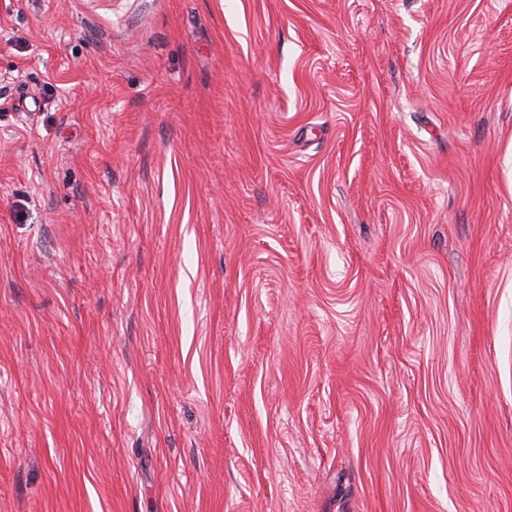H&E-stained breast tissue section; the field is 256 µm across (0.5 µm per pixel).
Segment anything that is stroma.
Instances as JSON below:
<instances>
[{
	"mask_svg": "<svg viewBox=\"0 0 512 512\" xmlns=\"http://www.w3.org/2000/svg\"><path fill=\"white\" fill-rule=\"evenodd\" d=\"M0 512H512V0H0Z\"/></svg>",
	"mask_w": 512,
	"mask_h": 512,
	"instance_id": "obj_1",
	"label": "stroma"
}]
</instances>
